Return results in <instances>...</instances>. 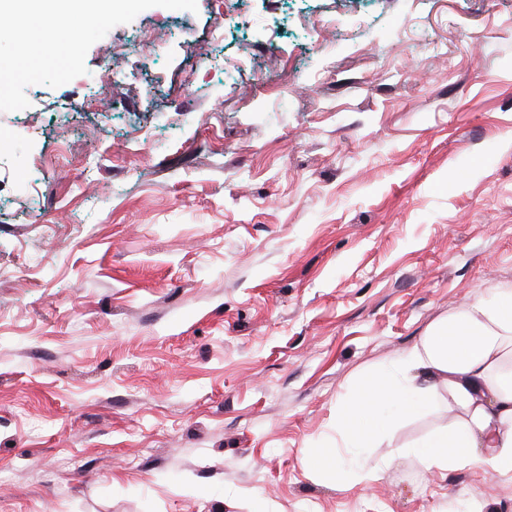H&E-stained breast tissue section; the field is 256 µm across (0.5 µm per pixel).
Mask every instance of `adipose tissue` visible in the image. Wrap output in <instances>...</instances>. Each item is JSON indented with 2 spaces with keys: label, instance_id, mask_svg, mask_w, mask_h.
<instances>
[{
  "label": "adipose tissue",
  "instance_id": "obj_1",
  "mask_svg": "<svg viewBox=\"0 0 512 512\" xmlns=\"http://www.w3.org/2000/svg\"><path fill=\"white\" fill-rule=\"evenodd\" d=\"M441 392L455 417L408 446V454L429 468L486 465L512 472L511 288L475 296L435 323L418 346L361 383L357 400L336 421L360 481L378 474L361 458L386 431L384 409L406 416L426 413Z\"/></svg>",
  "mask_w": 512,
  "mask_h": 512
}]
</instances>
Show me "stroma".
Segmentation results:
<instances>
[{
	"label": "stroma",
	"instance_id": "1",
	"mask_svg": "<svg viewBox=\"0 0 512 512\" xmlns=\"http://www.w3.org/2000/svg\"><path fill=\"white\" fill-rule=\"evenodd\" d=\"M85 64L0 115V512H512L406 454L444 394L376 480L311 467L512 288V0H197Z\"/></svg>",
	"mask_w": 512,
	"mask_h": 512
}]
</instances>
